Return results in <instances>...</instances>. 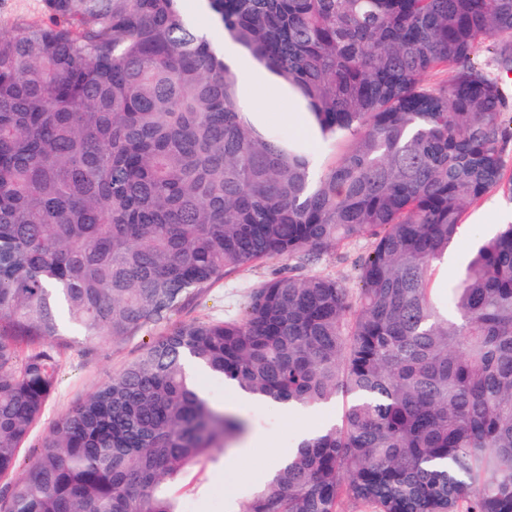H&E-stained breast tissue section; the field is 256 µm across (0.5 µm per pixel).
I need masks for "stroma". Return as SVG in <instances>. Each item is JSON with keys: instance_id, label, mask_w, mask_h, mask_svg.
I'll use <instances>...</instances> for the list:
<instances>
[{"instance_id": "35a3bbf8", "label": "stroma", "mask_w": 512, "mask_h": 512, "mask_svg": "<svg viewBox=\"0 0 512 512\" xmlns=\"http://www.w3.org/2000/svg\"><path fill=\"white\" fill-rule=\"evenodd\" d=\"M241 99L249 100L261 124L307 140L317 161H325L322 141L304 124V108L287 89L256 93L246 77H239ZM512 219V198L502 192L487 194L480 203L468 207L457 240L441 262L443 282H452L464 269L471 255L486 239L493 237ZM370 239H360L329 249L320 260L297 266L292 260H276L237 270L211 288L205 289L184 310L173 315L176 323L221 320L238 315L250 289L279 275L294 272L303 276L324 275L356 287V264L372 249ZM159 333L145 329L123 340L85 343L82 337H70L59 355L58 381L51 391L41 418L23 445L22 457H29L41 447L56 423L78 402L93 394L108 378L136 358L144 346ZM196 382L213 402L246 417L251 431L242 448L219 449L201 460L182 478L177 495L185 512H244L252 488L259 486L278 455L294 444L301 432H313L340 416L343 402L336 399L314 412H286L277 404L256 405L237 399L222 379L200 372ZM248 457H241V449Z\"/></svg>"}]
</instances>
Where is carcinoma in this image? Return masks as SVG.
<instances>
[{"mask_svg":"<svg viewBox=\"0 0 512 512\" xmlns=\"http://www.w3.org/2000/svg\"><path fill=\"white\" fill-rule=\"evenodd\" d=\"M0 34V478L75 330L165 331L54 427L0 512H182L183 472L243 435L194 361L293 410L346 400L246 512H512V224L433 287L466 207L512 196V0H206L335 160L264 134L182 0H45ZM451 70V80L425 83ZM374 240L358 287L278 276L237 317L168 326L260 261Z\"/></svg>","mask_w":512,"mask_h":512,"instance_id":"1","label":"carcinoma"}]
</instances>
